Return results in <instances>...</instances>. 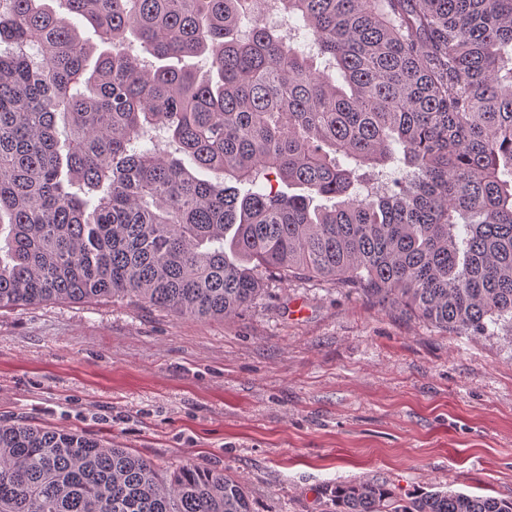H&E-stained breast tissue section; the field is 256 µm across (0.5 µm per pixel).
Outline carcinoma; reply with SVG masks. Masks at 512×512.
<instances>
[{"mask_svg":"<svg viewBox=\"0 0 512 512\" xmlns=\"http://www.w3.org/2000/svg\"><path fill=\"white\" fill-rule=\"evenodd\" d=\"M262 2L0 0V308L126 296L224 319L269 280L319 278L512 336V0H271L272 25ZM298 19L308 52L283 35ZM272 177L300 192L258 185ZM328 496L332 512H512L375 481ZM0 512L254 510L231 475L164 479L127 448L17 425L0 426Z\"/></svg>","mask_w":512,"mask_h":512,"instance_id":"obj_1","label":"carcinoma"}]
</instances>
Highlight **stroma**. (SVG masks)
Instances as JSON below:
<instances>
[{
    "label": "stroma",
    "instance_id": "obj_1",
    "mask_svg": "<svg viewBox=\"0 0 512 512\" xmlns=\"http://www.w3.org/2000/svg\"><path fill=\"white\" fill-rule=\"evenodd\" d=\"M79 431L162 472L240 479L256 512L376 480L512 498V339L459 336L330 283L269 281L194 320L127 298L0 309V425Z\"/></svg>",
    "mask_w": 512,
    "mask_h": 512
}]
</instances>
